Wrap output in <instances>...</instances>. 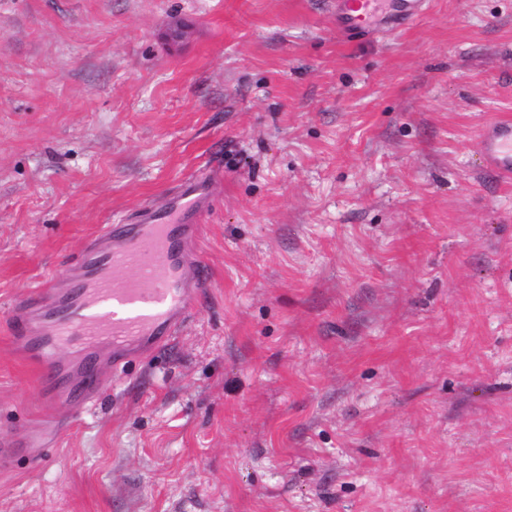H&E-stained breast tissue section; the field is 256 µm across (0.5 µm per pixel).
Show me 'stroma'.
I'll list each match as a JSON object with an SVG mask.
<instances>
[{
    "label": "stroma",
    "mask_w": 512,
    "mask_h": 512,
    "mask_svg": "<svg viewBox=\"0 0 512 512\" xmlns=\"http://www.w3.org/2000/svg\"><path fill=\"white\" fill-rule=\"evenodd\" d=\"M333 2L0 0V512H512V0ZM198 175L196 310L53 414L13 301ZM396 0H336V29L340 32L377 27ZM425 3V0H398L395 15L392 19H388L386 23L400 24L415 20L424 13ZM478 147L489 167L500 175L512 174V118L489 123L479 135Z\"/></svg>",
    "instance_id": "35a3bbf8"
}]
</instances>
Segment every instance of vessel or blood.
<instances>
[{"mask_svg":"<svg viewBox=\"0 0 512 512\" xmlns=\"http://www.w3.org/2000/svg\"><path fill=\"white\" fill-rule=\"evenodd\" d=\"M425 0H336V28L344 32L420 17ZM478 147L489 167L512 174V118L501 117L481 132ZM214 199L212 184L192 177L162 207L144 208L134 224H108L76 261L68 264L66 291L34 289L14 307L10 332L22 344L44 390L59 392L69 374L56 358L60 348L83 355L92 387L103 389L95 359L109 351L114 366L169 344L195 310L208 269L196 245Z\"/></svg>","mask_w":512,"mask_h":512,"instance_id":"obj_1","label":"vessel or blood"}]
</instances>
